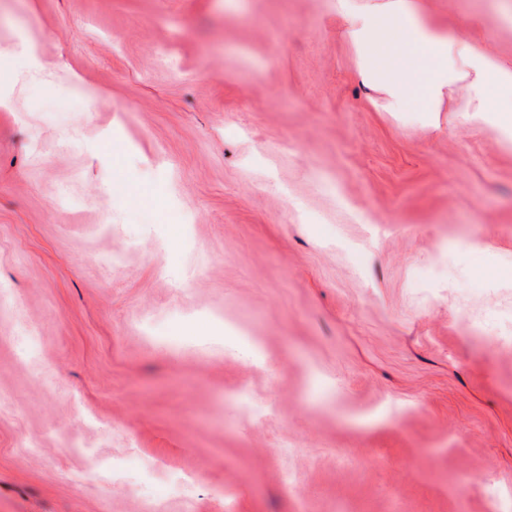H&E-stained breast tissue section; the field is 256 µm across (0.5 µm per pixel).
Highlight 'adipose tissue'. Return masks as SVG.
Returning a JSON list of instances; mask_svg holds the SVG:
<instances>
[{
	"instance_id": "ef3b65f1",
	"label": "adipose tissue",
	"mask_w": 512,
	"mask_h": 512,
	"mask_svg": "<svg viewBox=\"0 0 512 512\" xmlns=\"http://www.w3.org/2000/svg\"><path fill=\"white\" fill-rule=\"evenodd\" d=\"M336 14L352 17L360 75L382 93L386 111L411 112L434 127L444 101L459 94L467 120L489 123L512 143V61L479 38L455 40L432 20L426 0H373L356 11L336 0Z\"/></svg>"
}]
</instances>
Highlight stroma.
Masks as SVG:
<instances>
[{
	"instance_id": "obj_1",
	"label": "stroma",
	"mask_w": 512,
	"mask_h": 512,
	"mask_svg": "<svg viewBox=\"0 0 512 512\" xmlns=\"http://www.w3.org/2000/svg\"><path fill=\"white\" fill-rule=\"evenodd\" d=\"M432 6L512 55V0ZM358 71L336 0H0V512L512 498V148Z\"/></svg>"
}]
</instances>
